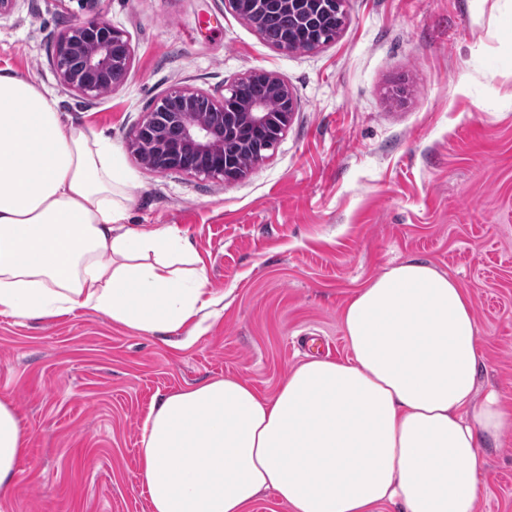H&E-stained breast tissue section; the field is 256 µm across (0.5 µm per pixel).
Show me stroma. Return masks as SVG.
<instances>
[{
    "label": "stroma",
    "mask_w": 512,
    "mask_h": 512,
    "mask_svg": "<svg viewBox=\"0 0 512 512\" xmlns=\"http://www.w3.org/2000/svg\"><path fill=\"white\" fill-rule=\"evenodd\" d=\"M80 15L76 0H15L0 12V68L51 91L67 125L111 139L130 227L178 230L224 302L186 348L100 312L0 315V400L30 432L0 512H150L139 471L154 401L224 377L272 396L308 360L309 334L346 360L342 309L408 259L468 292L476 394L512 411V0H349L339 35L312 52L267 44L223 0H108L133 56L93 100L53 64ZM253 68L282 76L298 110L247 178L158 173L130 152L131 128L170 88L213 92ZM478 454L476 512H512V421Z\"/></svg>",
    "instance_id": "stroma-1"
}]
</instances>
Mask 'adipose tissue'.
Listing matches in <instances>:
<instances>
[{
    "mask_svg": "<svg viewBox=\"0 0 512 512\" xmlns=\"http://www.w3.org/2000/svg\"><path fill=\"white\" fill-rule=\"evenodd\" d=\"M109 140L63 120L53 96L0 69V315L77 310L149 334L197 339L220 300L175 229L125 222L134 204ZM351 355L311 359L277 393L219 378L165 395L142 427L150 512H250L273 491L288 512H474L481 441L508 419L476 400L480 355L457 281L409 259L369 281L342 312ZM29 439L0 400V493Z\"/></svg>",
    "mask_w": 512,
    "mask_h": 512,
    "instance_id": "obj_1",
    "label": "adipose tissue"
}]
</instances>
